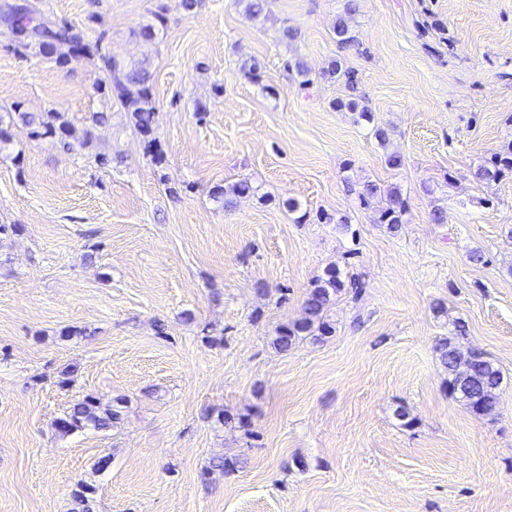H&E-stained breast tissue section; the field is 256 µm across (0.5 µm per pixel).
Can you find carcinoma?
<instances>
[{
  "label": "carcinoma",
  "instance_id": "carcinoma-1",
  "mask_svg": "<svg viewBox=\"0 0 512 512\" xmlns=\"http://www.w3.org/2000/svg\"><path fill=\"white\" fill-rule=\"evenodd\" d=\"M355 11L354 4L346 7L345 15L338 18L335 25L337 44L347 48L354 43L348 16ZM0 23L8 29L13 38V47L24 52L36 47L42 53H54L64 46L69 51L94 56L100 62V68L107 74V83L103 93L119 103L128 114L137 130L144 136L154 131L153 79L149 68L143 64L127 65L119 61L112 53L105 50L103 36L90 27H76L66 22H55L49 18L35 15L30 6L20 3H6L0 7ZM328 74L344 81L349 95L336 101V108L357 112L365 121H371L370 113L361 105L357 94L356 80L352 71L345 67L344 60H335ZM14 115L31 130L36 137L54 136L61 142L71 137L70 127L59 112H47L35 115L31 112L16 111ZM512 173V145L504 149L494 160L477 169L476 176L481 181H497L507 173ZM253 193L251 185L241 181L230 189H221L214 197H224V206L229 208L235 200ZM381 197L384 204L377 209L376 223L385 224L389 230L396 232L404 224L407 213L405 200L399 188L392 187L386 191L380 186L367 183L358 190L359 200L365 204L376 197ZM356 283H349L336 270H329L319 278L309 291L304 304L303 316L279 329L273 345L281 352H286L297 341L309 338L321 341L333 333L334 327L327 319V312L336 297L348 288H355ZM468 328L465 323H454L451 334L440 339L435 346L441 366L448 373V391L462 399L471 412L479 417L493 416L500 403V388L503 376L500 369L490 357L479 350H471L468 355V368L462 369L458 357L463 353L461 344L467 339ZM118 412L110 405L94 398L77 401L62 420L65 431L83 430L87 427L107 429L117 419Z\"/></svg>",
  "mask_w": 512,
  "mask_h": 512
}]
</instances>
